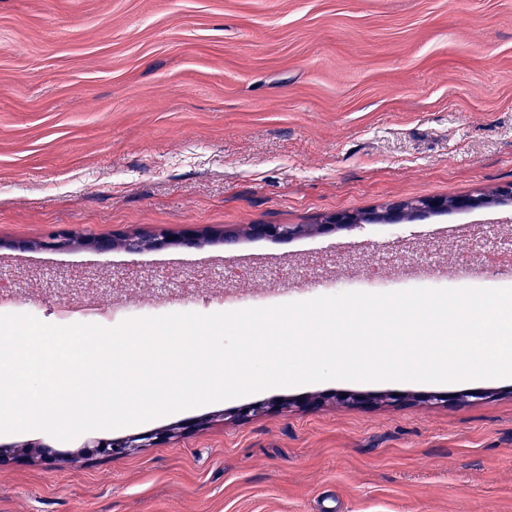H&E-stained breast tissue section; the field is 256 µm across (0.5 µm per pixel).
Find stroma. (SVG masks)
Instances as JSON below:
<instances>
[{"mask_svg": "<svg viewBox=\"0 0 512 512\" xmlns=\"http://www.w3.org/2000/svg\"><path fill=\"white\" fill-rule=\"evenodd\" d=\"M511 183L512 0H0V275L16 313L61 325L56 291L80 306L104 280L108 329L236 294L307 301L304 281L357 284L380 262L402 290L419 258L451 280L461 244L512 240V200L292 239L248 228ZM186 229L200 247L84 242ZM60 230L77 245L37 248ZM471 389L486 398L458 400ZM443 391L454 401L425 402ZM289 397L320 403L227 416ZM178 424L115 459L92 448L98 430L0 434V512H512V377L274 387L112 434Z\"/></svg>", "mask_w": 512, "mask_h": 512, "instance_id": "stroma-1", "label": "stroma"}]
</instances>
